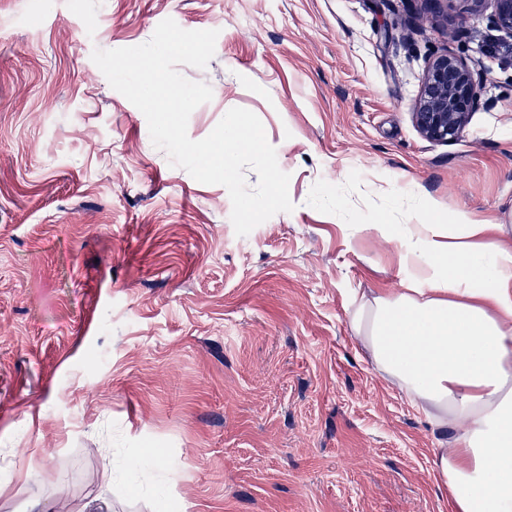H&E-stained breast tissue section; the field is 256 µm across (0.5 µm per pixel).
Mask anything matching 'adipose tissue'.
<instances>
[{"mask_svg": "<svg viewBox=\"0 0 512 512\" xmlns=\"http://www.w3.org/2000/svg\"><path fill=\"white\" fill-rule=\"evenodd\" d=\"M397 240L399 291L351 299L349 321L376 371L445 433L433 454L451 512H512V225L446 216L416 188Z\"/></svg>", "mask_w": 512, "mask_h": 512, "instance_id": "obj_1", "label": "adipose tissue"}]
</instances>
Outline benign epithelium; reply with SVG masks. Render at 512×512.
Wrapping results in <instances>:
<instances>
[{"label":"benign epithelium","mask_w":512,"mask_h":512,"mask_svg":"<svg viewBox=\"0 0 512 512\" xmlns=\"http://www.w3.org/2000/svg\"><path fill=\"white\" fill-rule=\"evenodd\" d=\"M472 14L491 7L488 23L512 39V0H463ZM484 73L461 57L443 51L434 54L422 76L419 94L412 107V119L425 139L448 143L467 126L478 103Z\"/></svg>","instance_id":"7a95c632"}]
</instances>
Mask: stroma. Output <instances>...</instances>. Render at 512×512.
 Returning <instances> with one entry per match:
<instances>
[{"instance_id":"35a3bbf8","label":"stroma","mask_w":512,"mask_h":512,"mask_svg":"<svg viewBox=\"0 0 512 512\" xmlns=\"http://www.w3.org/2000/svg\"><path fill=\"white\" fill-rule=\"evenodd\" d=\"M400 0H0V512H450L443 433L365 358L351 294L400 286L414 185L512 225V64L486 16ZM218 30L205 138L261 120L293 211L237 236L91 59ZM487 70L454 142L412 121L429 56ZM111 473V485L101 481Z\"/></svg>"}]
</instances>
